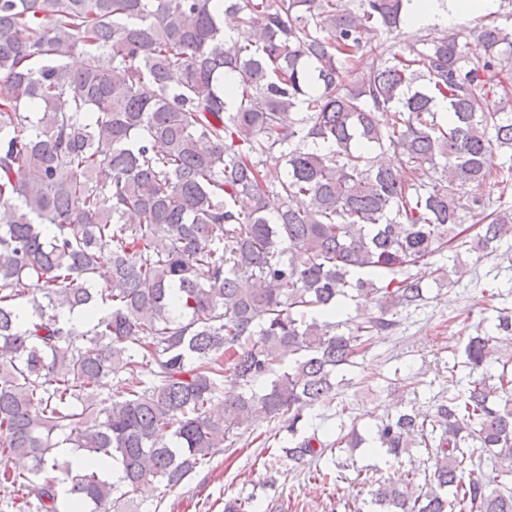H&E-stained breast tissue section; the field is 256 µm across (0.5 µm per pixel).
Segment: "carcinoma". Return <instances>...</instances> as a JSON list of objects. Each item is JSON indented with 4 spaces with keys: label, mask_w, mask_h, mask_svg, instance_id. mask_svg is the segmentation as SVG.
<instances>
[{
    "label": "carcinoma",
    "mask_w": 512,
    "mask_h": 512,
    "mask_svg": "<svg viewBox=\"0 0 512 512\" xmlns=\"http://www.w3.org/2000/svg\"><path fill=\"white\" fill-rule=\"evenodd\" d=\"M412 3L0 0V485L36 512H133L141 484L178 489L260 417L288 414L298 466L365 443L297 423L425 301L424 278L512 235V33L386 46ZM358 297L377 312L337 320ZM494 329L448 368L468 369L463 394L376 426L387 455L426 454L370 491L376 512H512V483L481 474L512 466L511 308ZM226 380L240 392L215 418ZM61 434L81 462L54 456Z\"/></svg>",
    "instance_id": "cac0c4a2"
}]
</instances>
